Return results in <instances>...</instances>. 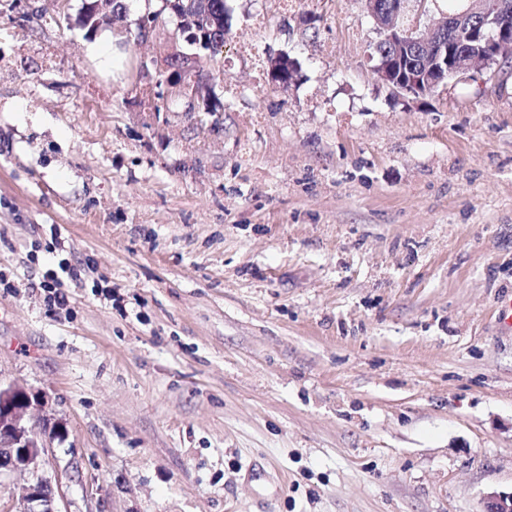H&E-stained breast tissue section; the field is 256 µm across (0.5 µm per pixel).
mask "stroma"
I'll return each instance as SVG.
<instances>
[{
	"label": "stroma",
	"instance_id": "obj_1",
	"mask_svg": "<svg viewBox=\"0 0 512 512\" xmlns=\"http://www.w3.org/2000/svg\"><path fill=\"white\" fill-rule=\"evenodd\" d=\"M227 4L203 124L137 88L161 0L109 71L49 21L82 0H0V384L62 428L60 512H480L512 491V65L402 98L363 0Z\"/></svg>",
	"mask_w": 512,
	"mask_h": 512
}]
</instances>
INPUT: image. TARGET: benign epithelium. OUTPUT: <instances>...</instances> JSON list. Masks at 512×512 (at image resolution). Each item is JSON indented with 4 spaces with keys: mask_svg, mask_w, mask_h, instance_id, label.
I'll list each match as a JSON object with an SVG mask.
<instances>
[{
    "mask_svg": "<svg viewBox=\"0 0 512 512\" xmlns=\"http://www.w3.org/2000/svg\"><path fill=\"white\" fill-rule=\"evenodd\" d=\"M411 1L416 4L418 15H428L429 0H364L381 41L403 48L402 56L396 60L378 54L374 65L377 79L398 96L425 97L434 94L450 79L467 82L474 72L500 64L505 59V51L512 50V33L501 24V19L512 13V0H468L467 7L430 22L423 31L419 30L417 22L403 24ZM169 22L160 11L141 17L137 22L138 39H148ZM449 29L464 30L486 42L491 41L493 50L485 52L469 44L450 46L445 36ZM178 55L182 59L180 65L164 79L144 83L143 88L164 99L185 97L198 112L199 100L194 89L199 84L210 83L211 78L198 69L199 54L180 51ZM39 405H44V400L26 389L0 385V474L19 471L33 475V480L15 491L23 505L22 512H61L51 482L38 475L49 439L58 434L57 427L48 420L30 417V409ZM38 426L48 432V438L35 434ZM481 512H512V492L487 494Z\"/></svg>",
    "mask_w": 512,
    "mask_h": 512,
    "instance_id": "7a95c632",
    "label": "benign epithelium"
}]
</instances>
